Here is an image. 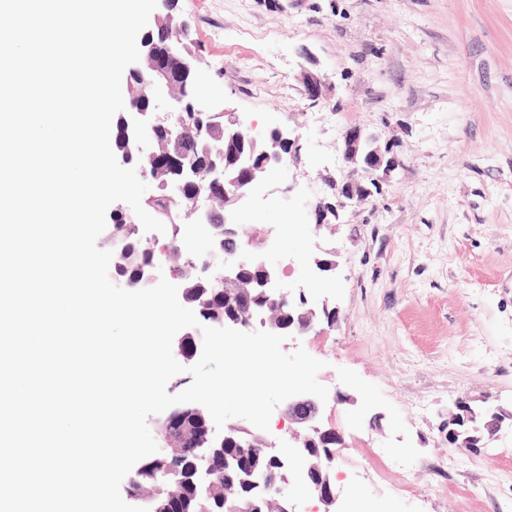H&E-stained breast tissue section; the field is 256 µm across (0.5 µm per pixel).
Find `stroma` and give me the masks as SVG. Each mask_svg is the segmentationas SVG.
I'll use <instances>...</instances> for the list:
<instances>
[{
    "label": "stroma",
    "instance_id": "stroma-1",
    "mask_svg": "<svg viewBox=\"0 0 512 512\" xmlns=\"http://www.w3.org/2000/svg\"><path fill=\"white\" fill-rule=\"evenodd\" d=\"M206 93L300 148L262 181L289 217L242 205L243 236L294 225L272 256L310 306L305 349L325 361L324 428L338 430L336 508L512 512V427L448 465L458 402L512 411V0H179ZM324 75L319 101L304 73ZM380 134L397 166L369 201L319 217L353 174L346 127ZM334 261L308 280L313 258ZM350 400L337 402L336 392ZM394 461L387 479L373 460Z\"/></svg>",
    "mask_w": 512,
    "mask_h": 512
}]
</instances>
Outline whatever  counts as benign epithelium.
Segmentation results:
<instances>
[{
  "label": "benign epithelium",
  "mask_w": 512,
  "mask_h": 512,
  "mask_svg": "<svg viewBox=\"0 0 512 512\" xmlns=\"http://www.w3.org/2000/svg\"><path fill=\"white\" fill-rule=\"evenodd\" d=\"M162 2L166 13L157 19V23L169 31V40L162 44H140V60L129 68L127 84L145 77L148 92L142 101H129L121 132L144 161L137 167L141 179L152 182L156 175L171 174L172 179L159 185L160 190L171 196H182L186 188H193V206L189 216L199 224L220 221L225 224V230L233 231L238 204L249 196L260 174L275 173L286 166L288 157L297 154V140L277 128L260 137L251 136L253 141L262 144V149L256 156L240 157L239 171L233 178L226 176L222 162L212 159L203 164L195 150L186 149L183 143L185 116L196 119V138L204 140L209 135V128L203 124L202 117L209 115L213 108L202 102L201 92L197 90V65L185 63L192 56L190 30L174 13L173 0ZM304 78L310 99L316 101L325 95L327 82L320 75L307 72ZM214 117L224 118V138L227 140L239 139L249 132L237 113L226 108ZM341 153L345 164L359 174V178L336 186L335 195L340 207L346 206L349 199L361 203L373 196V190L379 189L377 173L385 174L396 164L389 146L381 145L377 134L357 126L344 131ZM221 196L224 197V215L219 216L213 202ZM209 251L215 265H202L200 271L218 273L222 276L224 288L237 287L241 271L249 267L254 272L253 286L260 293L286 303L289 309L298 312L286 324H274L263 317L256 325L255 315L250 313L227 323V327L251 332L259 326L280 335H306L314 329L316 312L305 308L307 297L304 288L296 289L280 279L278 266L263 254V244L240 250L228 262L223 261V239L216 237L211 240ZM162 275L179 281L184 276V269L166 258L154 264L150 279L155 281ZM187 343L198 348L201 344L200 329L191 327L177 337L174 340L175 352L183 354ZM190 413L204 417L209 432L208 446L204 448L190 436L187 423ZM286 413L288 419L302 429V432L294 434L292 452L293 457L306 463L301 471V485L323 504L325 512H330L337 500L335 484L328 475L318 481L313 480L311 470H321L324 464L334 460L336 448L343 443L342 436L335 430L322 428L321 401L313 395L289 398ZM242 431L243 428L232 425L223 434H215L209 418L194 403L168 409L156 430L160 441L158 451L184 450L196 462L187 472L176 461L159 470L151 466V457L144 458L129 475L130 497L139 502V506L153 512H189L191 503L200 500L207 491V480L211 475L238 472L257 495L288 502L292 497L285 475L288 458L277 457L279 475L276 476L269 471L263 458L247 457L234 448H224V443L235 440Z\"/></svg>",
  "instance_id": "obj_1"
}]
</instances>
